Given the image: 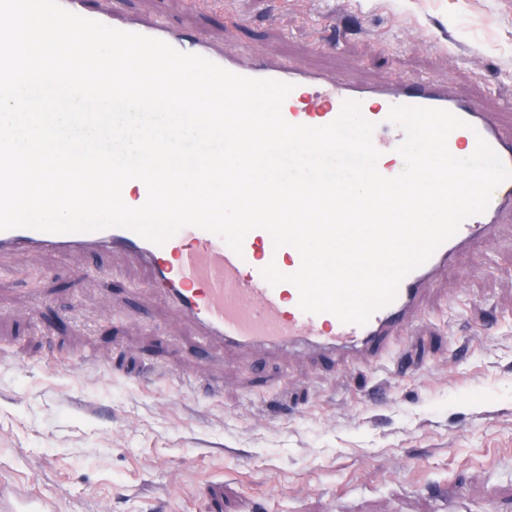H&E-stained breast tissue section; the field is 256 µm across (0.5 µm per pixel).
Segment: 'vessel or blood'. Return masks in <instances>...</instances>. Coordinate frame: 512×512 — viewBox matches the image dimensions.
<instances>
[{
    "label": "vessel or blood",
    "mask_w": 512,
    "mask_h": 512,
    "mask_svg": "<svg viewBox=\"0 0 512 512\" xmlns=\"http://www.w3.org/2000/svg\"><path fill=\"white\" fill-rule=\"evenodd\" d=\"M60 2L74 14L163 40L180 52L203 56L235 74L291 85L281 107L290 123L324 126L339 116L345 101L358 102L364 119L375 126L372 141L385 158L377 166L383 176H397L404 168L396 149L405 133L387 120L395 105L449 111L463 122L448 136L451 154L467 157L482 140L512 167V121L504 122L478 99L433 79L388 77L355 83L275 57L260 58L240 47L218 48L202 34L188 39L158 20L119 11L98 12L87 8L85 0ZM511 223L512 179L494 190L485 211L465 218L454 236L407 274L395 298L375 310L363 325L341 321L330 313L303 311L297 288L287 280L301 266L299 252L289 245L275 246L270 233L260 228L245 236L238 251L219 235L195 226L182 228L160 245L119 227L71 233L17 228L0 230V257L18 251L122 254L147 268L152 287L173 310L196 324L198 351L203 355L221 344L258 352L298 348L322 360L359 356L376 361L393 337L421 317L433 285L455 259L475 243L494 242L501 225ZM271 264L285 274L284 282L273 285L265 279L262 271Z\"/></svg>",
    "instance_id": "b4317fda"
}]
</instances>
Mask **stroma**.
I'll list each match as a JSON object with an SVG mask.
<instances>
[{
    "label": "stroma",
    "instance_id": "obj_1",
    "mask_svg": "<svg viewBox=\"0 0 512 512\" xmlns=\"http://www.w3.org/2000/svg\"><path fill=\"white\" fill-rule=\"evenodd\" d=\"M354 80L512 100V0H89ZM125 258L0 260V483L58 512H512V224L459 256L388 354L198 356ZM494 325L483 333L485 322Z\"/></svg>",
    "mask_w": 512,
    "mask_h": 512
}]
</instances>
